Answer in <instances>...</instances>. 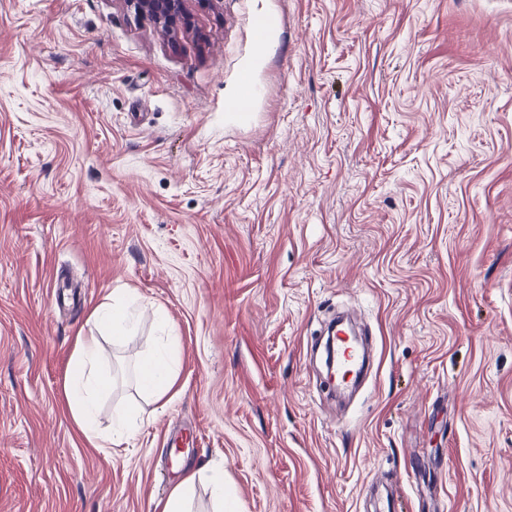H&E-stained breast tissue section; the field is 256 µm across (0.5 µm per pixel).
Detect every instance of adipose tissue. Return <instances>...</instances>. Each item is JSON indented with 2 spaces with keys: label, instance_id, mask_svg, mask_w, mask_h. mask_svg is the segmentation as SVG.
Returning <instances> with one entry per match:
<instances>
[{
  "label": "adipose tissue",
  "instance_id": "obj_1",
  "mask_svg": "<svg viewBox=\"0 0 512 512\" xmlns=\"http://www.w3.org/2000/svg\"><path fill=\"white\" fill-rule=\"evenodd\" d=\"M93 324L102 326L112 339L122 340L133 334L137 319L127 301L113 297L96 307ZM110 351L91 332L80 333L76 349L64 380V394L79 432L95 447H111L114 435L131 436L132 427L124 418H117L111 432H102L97 424V402L110 392L112 382L106 374ZM179 366L177 337H167L162 347L143 358L139 365L138 386L154 400H161L172 388Z\"/></svg>",
  "mask_w": 512,
  "mask_h": 512
}]
</instances>
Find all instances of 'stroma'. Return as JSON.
I'll return each instance as SVG.
<instances>
[{"instance_id":"35a3bbf8","label":"stroma","mask_w":512,"mask_h":512,"mask_svg":"<svg viewBox=\"0 0 512 512\" xmlns=\"http://www.w3.org/2000/svg\"><path fill=\"white\" fill-rule=\"evenodd\" d=\"M126 292L98 418L137 433L94 448L63 379ZM219 468L241 512H378L385 477L391 512H512V0H0V512H161L192 471L212 512ZM138 9L153 14L160 22L173 19L181 10L182 0H130ZM90 320L94 325H101L113 340L128 338L137 326V319L129 304L118 296H112V301L96 307ZM341 328H338L336 331V336H339V332ZM336 336H331L328 341L327 346V369L328 375L330 378H335V368L336 373H341L340 381H343L344 385H348L350 382L346 378V374L350 373L352 370L356 371L360 360L362 362L363 354L360 353L358 348L344 343L341 340H336ZM335 343H336V365H335ZM166 338L158 351L141 360L138 371L139 388L156 401L161 400L174 385L179 366L178 338Z\"/></svg>"}]
</instances>
